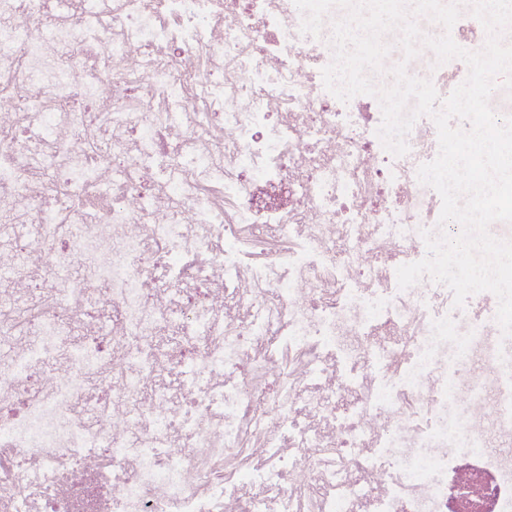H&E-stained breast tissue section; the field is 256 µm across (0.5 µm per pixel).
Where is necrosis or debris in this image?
<instances>
[{
    "label": "necrosis or debris",
    "mask_w": 512,
    "mask_h": 512,
    "mask_svg": "<svg viewBox=\"0 0 512 512\" xmlns=\"http://www.w3.org/2000/svg\"><path fill=\"white\" fill-rule=\"evenodd\" d=\"M103 4L0 0V512H448L463 469L512 512L495 296L397 285L432 119L387 152L293 0Z\"/></svg>",
    "instance_id": "necrosis-or-debris-1"
}]
</instances>
